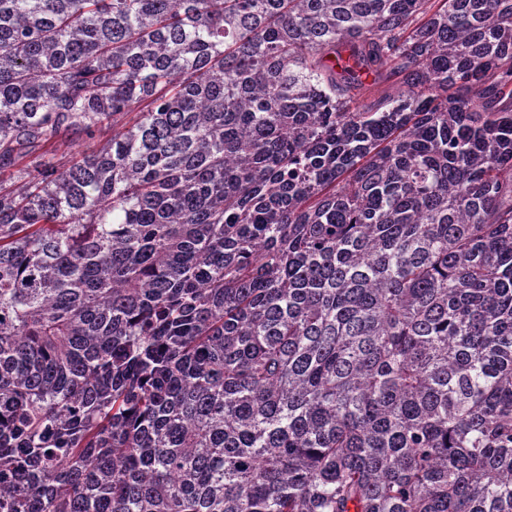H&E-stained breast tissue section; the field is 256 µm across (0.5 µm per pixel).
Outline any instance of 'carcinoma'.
Wrapping results in <instances>:
<instances>
[{
    "label": "carcinoma",
    "mask_w": 512,
    "mask_h": 512,
    "mask_svg": "<svg viewBox=\"0 0 512 512\" xmlns=\"http://www.w3.org/2000/svg\"><path fill=\"white\" fill-rule=\"evenodd\" d=\"M4 175L0 512H512V0H0Z\"/></svg>",
    "instance_id": "1"
}]
</instances>
